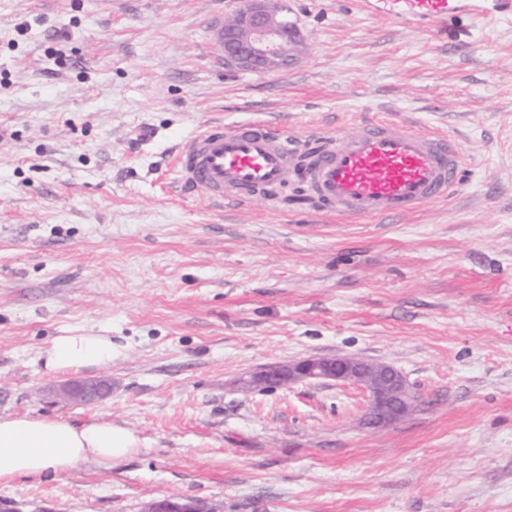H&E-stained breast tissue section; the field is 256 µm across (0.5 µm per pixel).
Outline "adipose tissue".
<instances>
[{
    "label": "adipose tissue",
    "instance_id": "obj_1",
    "mask_svg": "<svg viewBox=\"0 0 512 512\" xmlns=\"http://www.w3.org/2000/svg\"><path fill=\"white\" fill-rule=\"evenodd\" d=\"M41 356L51 375L104 369L112 363V338L67 330L54 336ZM139 448L133 431L110 422L77 427L50 416L0 415V484L22 475L66 473L87 461L108 468Z\"/></svg>",
    "mask_w": 512,
    "mask_h": 512
}]
</instances>
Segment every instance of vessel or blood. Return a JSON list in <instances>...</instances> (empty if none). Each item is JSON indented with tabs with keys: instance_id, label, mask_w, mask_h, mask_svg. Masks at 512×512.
<instances>
[{
	"instance_id": "1",
	"label": "vessel or blood",
	"mask_w": 512,
	"mask_h": 512,
	"mask_svg": "<svg viewBox=\"0 0 512 512\" xmlns=\"http://www.w3.org/2000/svg\"><path fill=\"white\" fill-rule=\"evenodd\" d=\"M363 13L428 31L449 21L512 15V0H359ZM174 174L218 204L276 200L301 179L319 212L346 220L420 211L459 186L461 149L453 138L394 121L365 124L347 136L289 137L269 124L209 125L181 142Z\"/></svg>"
}]
</instances>
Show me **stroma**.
I'll return each instance as SVG.
<instances>
[{"label": "stroma", "mask_w": 512, "mask_h": 512, "mask_svg": "<svg viewBox=\"0 0 512 512\" xmlns=\"http://www.w3.org/2000/svg\"><path fill=\"white\" fill-rule=\"evenodd\" d=\"M289 3L300 52L261 73L228 71L213 42L238 0H0V414L141 440L108 469L18 477L0 500L512 512V19L425 32L355 0ZM381 119L459 142L448 199L345 224L294 183L227 209L167 165L213 122L297 135ZM70 329L112 338V392L92 404L50 394L40 353ZM345 354L400 371L414 411L374 431L352 386L238 387Z\"/></svg>", "instance_id": "35a3bbf8"}]
</instances>
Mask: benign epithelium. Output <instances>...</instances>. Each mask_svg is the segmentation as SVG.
<instances>
[{
	"label": "benign epithelium",
	"mask_w": 512,
	"mask_h": 512,
	"mask_svg": "<svg viewBox=\"0 0 512 512\" xmlns=\"http://www.w3.org/2000/svg\"><path fill=\"white\" fill-rule=\"evenodd\" d=\"M290 13L288 0H241L224 21V66L265 73L286 69L301 44L300 30ZM300 382H334L359 388L367 401L362 424L371 429L399 421L417 402L412 387L396 369L348 355L266 365L250 372L240 384L248 391ZM110 388L105 379L67 380L58 384L57 393L92 403ZM142 512H221V507L168 496L146 503Z\"/></svg>",
	"instance_id": "1"
}]
</instances>
